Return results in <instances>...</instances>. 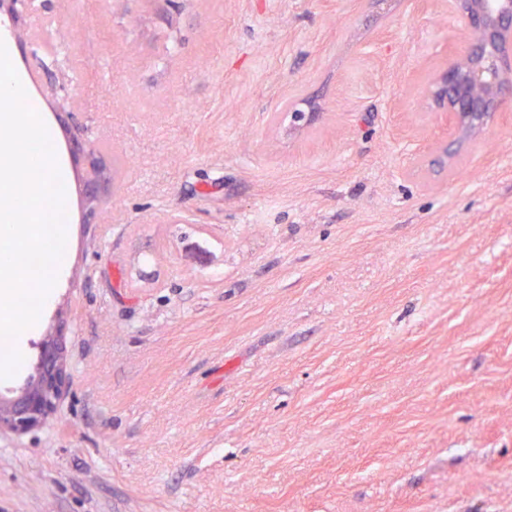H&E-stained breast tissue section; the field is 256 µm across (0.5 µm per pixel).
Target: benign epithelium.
I'll return each instance as SVG.
<instances>
[{
  "mask_svg": "<svg viewBox=\"0 0 512 512\" xmlns=\"http://www.w3.org/2000/svg\"><path fill=\"white\" fill-rule=\"evenodd\" d=\"M9 2L14 19L36 8L35 0ZM459 25L467 32L469 44L439 69L426 85L422 109L448 117L454 128L484 132L512 93V0H453ZM466 145L456 137L431 159L437 173L448 170V163ZM88 157L89 182L97 187L111 181L110 172L97 159L87 142L77 145ZM70 379L67 350L62 333L41 342L36 375L10 398L0 396V430L19 434L44 425L66 392Z\"/></svg>",
  "mask_w": 512,
  "mask_h": 512,
  "instance_id": "obj_1",
  "label": "benign epithelium"
}]
</instances>
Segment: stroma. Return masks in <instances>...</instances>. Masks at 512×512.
Segmentation results:
<instances>
[{
	"mask_svg": "<svg viewBox=\"0 0 512 512\" xmlns=\"http://www.w3.org/2000/svg\"><path fill=\"white\" fill-rule=\"evenodd\" d=\"M37 3L68 259L0 393L60 330L71 384L0 512H512V100L431 171L448 0ZM77 148L82 149V151L86 152L88 157V167L90 179L89 182L93 186L97 187L101 184H108L111 181L110 172L104 168L97 159L95 149L90 143L87 142H77Z\"/></svg>",
	"mask_w": 512,
	"mask_h": 512,
	"instance_id": "obj_1",
	"label": "stroma"
}]
</instances>
